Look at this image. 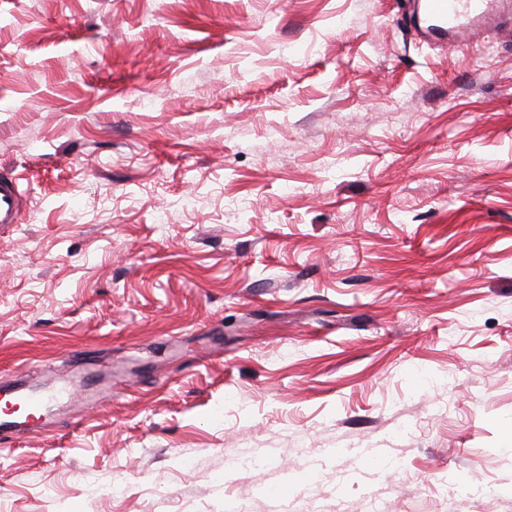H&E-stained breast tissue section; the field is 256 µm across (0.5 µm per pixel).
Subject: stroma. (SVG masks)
Here are the masks:
<instances>
[{
  "label": "stroma",
  "mask_w": 512,
  "mask_h": 512,
  "mask_svg": "<svg viewBox=\"0 0 512 512\" xmlns=\"http://www.w3.org/2000/svg\"><path fill=\"white\" fill-rule=\"evenodd\" d=\"M415 9L0 0V512H512V5ZM423 11L430 22L428 29L436 39H445L448 33L455 36L461 31L487 23L493 15L489 12L490 0H424ZM20 196L17 184L11 178H0V224L21 223ZM66 394V391L44 393L42 391L20 390L16 393L18 404L35 416L46 408L58 396Z\"/></svg>",
  "instance_id": "1"
}]
</instances>
